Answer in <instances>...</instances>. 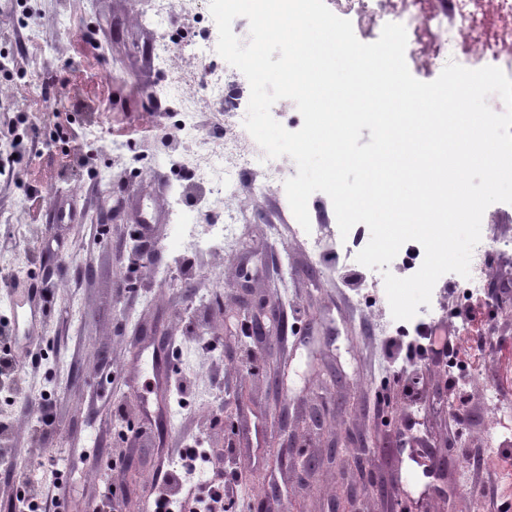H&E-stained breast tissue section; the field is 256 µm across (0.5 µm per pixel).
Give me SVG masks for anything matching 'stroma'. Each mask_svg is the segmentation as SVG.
<instances>
[{"label":"stroma","mask_w":512,"mask_h":512,"mask_svg":"<svg viewBox=\"0 0 512 512\" xmlns=\"http://www.w3.org/2000/svg\"><path fill=\"white\" fill-rule=\"evenodd\" d=\"M30 18L0 8V154L23 110L9 74L23 71L31 95L43 80L61 85L64 104L81 120L70 143V162L53 168L44 190L43 224L30 223L23 177L0 176V272L21 286L43 279L51 291L37 322L20 336L41 339L37 367H20V392L13 403L0 398V512H17L20 487L43 457L62 474L58 495L66 512H86L114 491L118 512H144L152 482L176 467L183 440L200 437L215 448L200 461V476L233 473L231 512H325L336 487V471L320 470L312 484L299 480L281 461L301 451L319 452L328 439L353 431L383 442L373 462L377 478L401 487L402 499L368 494L363 512H501L503 468H512V429H503L482 390L499 373L495 360L471 380L463 423L448 414V385L440 368L423 362L418 395L406 397L388 366L384 342L404 331L414 335L427 318L448 315V301L432 294L431 315L394 320L379 270L364 269L369 294L348 288L341 272L297 232L281 197L252 189L265 168L254 158L250 177L236 181L230 199L239 212L236 245L230 250L183 251L173 231L171 201L183 187L169 154L187 158L208 149L205 137L173 131L168 141L114 146L106 132L108 112L137 119L152 109L148 87L161 81L152 47L159 30L145 22L156 0H27ZM93 29L98 69L79 85L68 84L72 33ZM35 40L43 53L24 59L23 45ZM112 85L111 101L93 93ZM67 199L77 222L50 216ZM152 224L156 260L129 268L128 254L138 219ZM492 261L486 290L512 282V204L490 205L482 218ZM266 301L283 318L281 335L259 341L248 328L254 304ZM304 309L296 318V309ZM178 353L177 371L194 384L188 402L168 395V424L142 418V401L131 384L134 359L144 347ZM327 364L337 378L318 377ZM50 393L58 427L48 437L31 433L36 413L27 399ZM327 402L324 429L306 413ZM288 408L295 439L279 433L274 415ZM115 460L112 468L104 460ZM445 474L426 477L434 461Z\"/></svg>","instance_id":"1"}]
</instances>
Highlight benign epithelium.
Returning a JSON list of instances; mask_svg holds the SVG:
<instances>
[{"instance_id": "1", "label": "benign epithelium", "mask_w": 512, "mask_h": 512, "mask_svg": "<svg viewBox=\"0 0 512 512\" xmlns=\"http://www.w3.org/2000/svg\"><path fill=\"white\" fill-rule=\"evenodd\" d=\"M263 315L265 312L262 311L255 317V337L261 340L266 338L267 331L283 327L275 315L269 316L270 327H265ZM375 454L376 448L368 445L366 437L349 432L340 438L332 437L318 460L299 455L293 460V466L308 479L321 465L336 464L355 474L356 481L353 483L347 482L343 476L339 478L332 512H361L358 504L364 495L374 493L380 497L386 496L385 486L378 483L374 476L372 462Z\"/></svg>"}]
</instances>
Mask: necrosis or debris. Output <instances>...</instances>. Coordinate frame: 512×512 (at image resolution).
I'll return each mask as SVG.
<instances>
[{"mask_svg":"<svg viewBox=\"0 0 512 512\" xmlns=\"http://www.w3.org/2000/svg\"><path fill=\"white\" fill-rule=\"evenodd\" d=\"M411 6L396 13L395 19L406 30L425 36L435 56L449 57L460 65L477 69L500 68L512 77V49L500 50L489 41L461 45V38L486 30L490 18L512 20V0H494V14L487 17L479 8V0H410ZM209 0H184L180 11L169 9L160 0L155 21L160 29L153 49L160 69L171 70L174 55L183 50L198 62L197 68L172 78L169 88L180 97L182 106L180 129L188 137L197 133L196 111L201 98L211 97L220 104L224 123L209 137L212 151L197 156L191 169L195 182L211 202L223 211L221 221L210 224L207 236H200L193 225L180 224L176 230L185 250L203 251L223 247L232 241L238 213L224 200L226 183L247 172L260 146L244 127L248 101L245 92L249 82L237 68L216 52L217 29L206 27L200 33H189L184 17L203 19Z\"/></svg>","mask_w":512,"mask_h":512,"instance_id":"obj_1","label":"necrosis or debris"}]
</instances>
